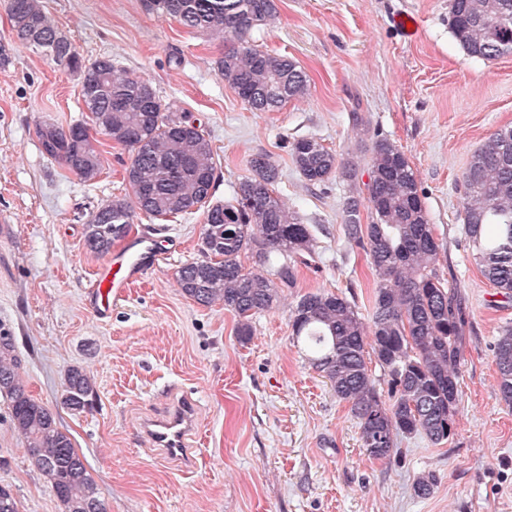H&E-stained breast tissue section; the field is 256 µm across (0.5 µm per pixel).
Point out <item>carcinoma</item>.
Here are the masks:
<instances>
[{"label":"carcinoma","instance_id":"1","mask_svg":"<svg viewBox=\"0 0 512 512\" xmlns=\"http://www.w3.org/2000/svg\"><path fill=\"white\" fill-rule=\"evenodd\" d=\"M146 10L175 19L190 33L224 40L216 60L221 78L256 112H273L309 96V79L297 64L249 42L276 17V0H144ZM449 29L466 55L492 62L512 53V0H449ZM13 38L80 78L88 120L66 128L43 121L35 135L45 154L85 182L102 171L95 130L129 153L124 163L128 196L93 211L84 245L109 253L141 213L164 220L202 212L199 258L181 266L177 284L196 303H219L238 317L237 336L253 335L254 316L272 309L296 287L298 268L319 257L318 241L296 207L275 191L278 171L266 154L250 160L252 174L233 194L212 203L219 181L210 139L177 112L152 82L108 56L87 60L44 11L42 0H8ZM368 154V180L358 162L342 158L315 137L291 143L293 163L307 185L332 178L347 187L344 237L362 249L377 277L372 311L364 320L355 305L328 290L299 296L291 311L292 336L310 366L326 379L356 420L362 448L376 460L396 453L400 437L420 435L440 444L454 434L460 413L459 376L463 313L437 272L441 244L430 224L423 191L404 153L351 114ZM463 224L483 276L512 295V128L491 134L470 157L462 176ZM368 223H361V210ZM252 263L246 267L244 260ZM500 399L512 405V322L490 345ZM387 371L392 391L383 395L369 368ZM14 336L0 326V397L15 431L26 442L64 512H108L84 455L55 414L25 389ZM95 382L80 367L68 370L63 405L83 410ZM432 472L417 477L416 496L430 495Z\"/></svg>","mask_w":512,"mask_h":512}]
</instances>
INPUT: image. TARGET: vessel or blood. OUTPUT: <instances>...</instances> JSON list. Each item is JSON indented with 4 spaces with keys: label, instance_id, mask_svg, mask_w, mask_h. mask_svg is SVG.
Wrapping results in <instances>:
<instances>
[{
    "label": "vessel or blood",
    "instance_id": "1",
    "mask_svg": "<svg viewBox=\"0 0 512 512\" xmlns=\"http://www.w3.org/2000/svg\"><path fill=\"white\" fill-rule=\"evenodd\" d=\"M159 260L156 245L135 240L118 256L97 269L88 305L97 316H104L113 302L124 297L145 272ZM197 418L192 401L179 403L163 417L149 420L143 426L151 445L163 459L186 462L190 459L187 441L196 431Z\"/></svg>",
    "mask_w": 512,
    "mask_h": 512
}]
</instances>
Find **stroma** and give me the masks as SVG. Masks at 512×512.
<instances>
[{
    "instance_id": "35a3bbf8",
    "label": "stroma",
    "mask_w": 512,
    "mask_h": 512,
    "mask_svg": "<svg viewBox=\"0 0 512 512\" xmlns=\"http://www.w3.org/2000/svg\"><path fill=\"white\" fill-rule=\"evenodd\" d=\"M276 3L275 20L250 42L293 58L310 77V94L256 112L217 73L222 41L187 32L142 0H43L80 54L112 57L201 125L218 154L216 199L229 197L264 153L281 196L312 224L316 267L302 269L296 294L253 318L242 343L233 312L195 303L176 283L179 268L200 255L198 213L136 215L133 235L158 239L161 261L109 318L86 306L105 259L85 249L84 224L127 194L128 154L101 138L102 172L86 182L43 153L37 123L86 118L79 78L14 43L0 0V41L12 53L0 68V324L17 339L27 389L85 456L109 512H512V406L498 397L490 350L499 326L512 322V297L482 275L462 222L473 151L512 127V54L490 63L468 57L448 28V0ZM403 12L418 20L414 37L394 24ZM354 111L413 168L441 244L438 272L465 317L453 437L439 445L398 438L388 461L366 454L346 404L294 346L290 323L297 294L318 289L344 291L359 313L371 310L374 276L342 232L344 185L307 187L290 154L295 139L312 136L354 155ZM74 366L95 379L81 412L62 403ZM180 396L199 407L189 469L148 453L138 431L141 419ZM428 471L437 484L421 499L413 484ZM0 484L11 485L20 512H64L1 399Z\"/></svg>"
}]
</instances>
